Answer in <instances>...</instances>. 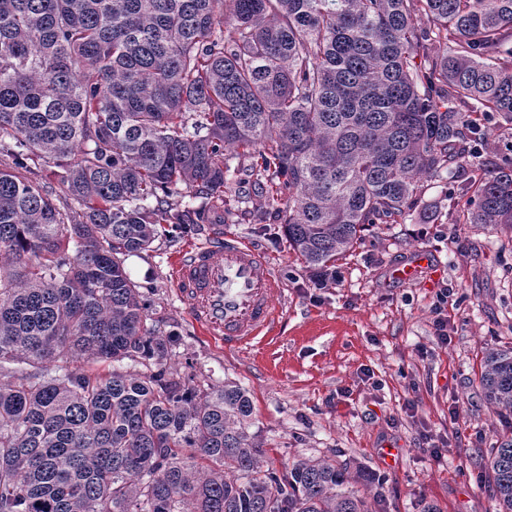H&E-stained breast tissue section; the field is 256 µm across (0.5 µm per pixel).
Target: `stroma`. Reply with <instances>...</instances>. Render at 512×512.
I'll list each match as a JSON object with an SVG mask.
<instances>
[{"instance_id": "35a3bbf8", "label": "stroma", "mask_w": 512, "mask_h": 512, "mask_svg": "<svg viewBox=\"0 0 512 512\" xmlns=\"http://www.w3.org/2000/svg\"><path fill=\"white\" fill-rule=\"evenodd\" d=\"M470 176L429 183L405 221L371 227L321 286L281 225L248 224L220 208L180 238L161 225L150 250L125 266L150 305L147 326L179 340L173 364L248 390L249 431L275 466L325 457L384 476V512H421L427 503L440 512H496L477 451L512 436V413L483 401L478 374L484 350L512 345V231L457 223L448 189ZM216 231L263 252L282 284V327L239 351L199 334L173 288L176 255ZM418 259L424 265L413 279L394 278L395 268ZM443 290L446 344L435 338ZM426 434L442 446L441 460L424 450Z\"/></svg>"}]
</instances>
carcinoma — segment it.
<instances>
[{
	"label": "carcinoma",
	"mask_w": 512,
	"mask_h": 512,
	"mask_svg": "<svg viewBox=\"0 0 512 512\" xmlns=\"http://www.w3.org/2000/svg\"><path fill=\"white\" fill-rule=\"evenodd\" d=\"M493 119L512 123V0H0V512H377L380 475L269 463L245 388L171 364L124 258L230 181L264 202L227 210L276 215L322 279L466 166L459 223L512 231ZM479 384L512 412V347ZM478 453L512 512V438Z\"/></svg>",
	"instance_id": "obj_1"
}]
</instances>
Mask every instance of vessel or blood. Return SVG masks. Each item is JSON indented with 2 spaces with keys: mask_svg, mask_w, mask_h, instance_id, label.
<instances>
[{
  "mask_svg": "<svg viewBox=\"0 0 512 512\" xmlns=\"http://www.w3.org/2000/svg\"><path fill=\"white\" fill-rule=\"evenodd\" d=\"M174 288L194 324L224 349H239L275 325L280 282L266 257L240 239L216 236L183 250Z\"/></svg>",
  "mask_w": 512,
  "mask_h": 512,
  "instance_id": "obj_1",
  "label": "vessel or blood"
}]
</instances>
